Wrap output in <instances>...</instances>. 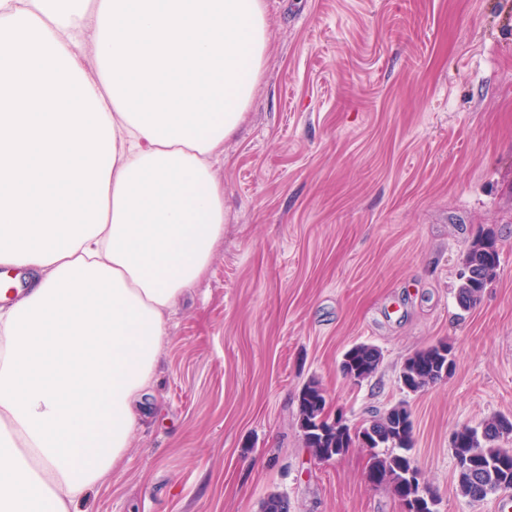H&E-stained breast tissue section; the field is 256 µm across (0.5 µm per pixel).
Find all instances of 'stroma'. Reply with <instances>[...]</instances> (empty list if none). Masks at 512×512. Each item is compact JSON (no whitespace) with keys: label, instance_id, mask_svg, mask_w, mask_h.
<instances>
[{"label":"stroma","instance_id":"stroma-1","mask_svg":"<svg viewBox=\"0 0 512 512\" xmlns=\"http://www.w3.org/2000/svg\"><path fill=\"white\" fill-rule=\"evenodd\" d=\"M271 38L215 175L224 238L168 318L148 412L82 512H402L366 449L315 459L296 424L317 379L356 426L402 404L439 512H512L458 494L454 432L512 417V0H265ZM500 249L468 311L462 257ZM446 341L456 365L419 393L398 375ZM382 353L356 383L353 345Z\"/></svg>","mask_w":512,"mask_h":512}]
</instances>
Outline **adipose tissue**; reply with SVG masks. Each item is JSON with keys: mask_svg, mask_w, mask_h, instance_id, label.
Returning a JSON list of instances; mask_svg holds the SVG:
<instances>
[{"mask_svg": "<svg viewBox=\"0 0 512 512\" xmlns=\"http://www.w3.org/2000/svg\"><path fill=\"white\" fill-rule=\"evenodd\" d=\"M264 0H0V512H79L224 237Z\"/></svg>", "mask_w": 512, "mask_h": 512, "instance_id": "obj_1", "label": "adipose tissue"}]
</instances>
